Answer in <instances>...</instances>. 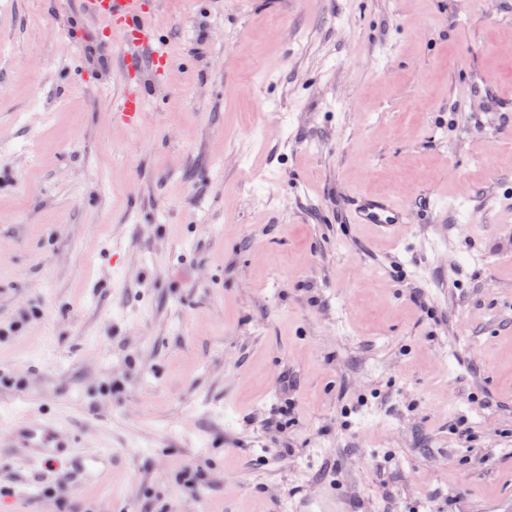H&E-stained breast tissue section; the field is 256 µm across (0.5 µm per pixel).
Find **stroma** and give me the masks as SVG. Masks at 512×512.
Wrapping results in <instances>:
<instances>
[{"label":"stroma","mask_w":512,"mask_h":512,"mask_svg":"<svg viewBox=\"0 0 512 512\" xmlns=\"http://www.w3.org/2000/svg\"><path fill=\"white\" fill-rule=\"evenodd\" d=\"M141 2L0 11V512H512V0ZM84 13L105 20L108 26L117 21L113 30L127 45V52L149 53L154 42L159 41L158 31H153L136 41H128L129 35L141 30L142 12L140 0H81ZM157 53V51H153ZM406 219L405 210L393 199L372 195L359 197L351 211V223L371 224L384 236H398Z\"/></svg>","instance_id":"35a3bbf8"}]
</instances>
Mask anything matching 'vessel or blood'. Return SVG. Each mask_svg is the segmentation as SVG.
Returning <instances> with one entry per match:
<instances>
[{"label": "vessel or blood", "instance_id": "b4317fda", "mask_svg": "<svg viewBox=\"0 0 512 512\" xmlns=\"http://www.w3.org/2000/svg\"><path fill=\"white\" fill-rule=\"evenodd\" d=\"M86 15L112 23L121 37L127 38L128 53L151 52L157 33L141 34L140 0H81ZM405 210L393 199L372 195L359 197L351 212L355 224L372 225L379 234L396 236L406 222Z\"/></svg>", "mask_w": 512, "mask_h": 512}]
</instances>
